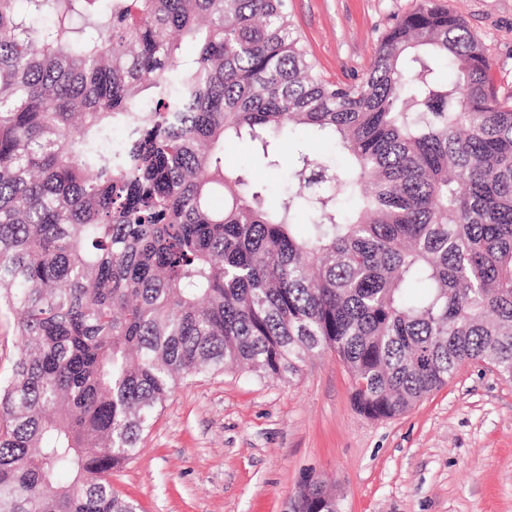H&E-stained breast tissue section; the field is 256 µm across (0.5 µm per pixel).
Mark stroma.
Here are the masks:
<instances>
[{"label":"stroma","instance_id":"35a3bbf8","mask_svg":"<svg viewBox=\"0 0 512 512\" xmlns=\"http://www.w3.org/2000/svg\"><path fill=\"white\" fill-rule=\"evenodd\" d=\"M480 40L500 94L512 92V0H436ZM323 79L362 78L378 40L420 0H287ZM224 166L278 193L286 172L246 140L224 143ZM333 350L292 378L244 370L177 382L139 451L113 470L114 490L142 512H288L307 477L343 512H512V382L466 364L406 413L370 419Z\"/></svg>","mask_w":512,"mask_h":512}]
</instances>
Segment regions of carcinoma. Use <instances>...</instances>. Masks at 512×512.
<instances>
[{"mask_svg":"<svg viewBox=\"0 0 512 512\" xmlns=\"http://www.w3.org/2000/svg\"><path fill=\"white\" fill-rule=\"evenodd\" d=\"M299 126L342 162L295 145L275 200L224 168ZM2 307L0 512H139L109 476L190 375L328 347L368 418L467 362L512 380V95L435 0L336 84L285 0H0ZM18 336L16 318L10 312L0 311V379L12 372L17 358Z\"/></svg>","mask_w":512,"mask_h":512,"instance_id":"cac0c4a2","label":"carcinoma"}]
</instances>
